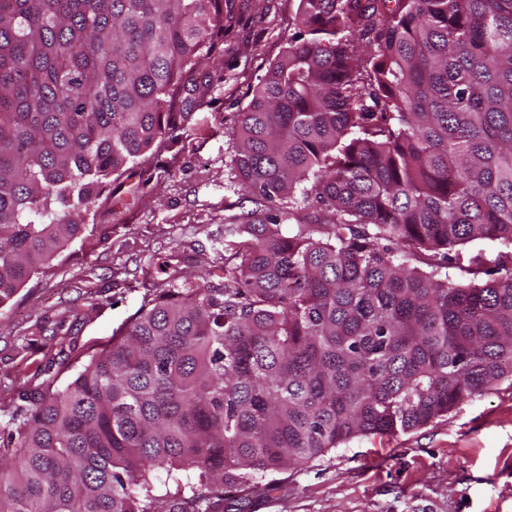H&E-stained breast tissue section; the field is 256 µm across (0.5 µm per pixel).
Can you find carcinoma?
<instances>
[{"label":"carcinoma","instance_id":"obj_1","mask_svg":"<svg viewBox=\"0 0 512 512\" xmlns=\"http://www.w3.org/2000/svg\"><path fill=\"white\" fill-rule=\"evenodd\" d=\"M233 0H0V306L175 142ZM239 114L256 209L64 385L18 392L0 512H221L512 377V0H299ZM290 222L286 226L283 221ZM479 253L458 283L460 247Z\"/></svg>","mask_w":512,"mask_h":512}]
</instances>
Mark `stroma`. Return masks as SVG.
Here are the masks:
<instances>
[{"instance_id": "stroma-1", "label": "stroma", "mask_w": 512, "mask_h": 512, "mask_svg": "<svg viewBox=\"0 0 512 512\" xmlns=\"http://www.w3.org/2000/svg\"><path fill=\"white\" fill-rule=\"evenodd\" d=\"M224 82L177 145L124 174L90 210L82 240L0 307V425L23 387L66 381L130 321L171 269L193 278L224 264V226L252 210L230 173L232 132L252 88L295 33L298 0H236ZM224 512H512V380L412 431L352 439L224 498Z\"/></svg>"}]
</instances>
